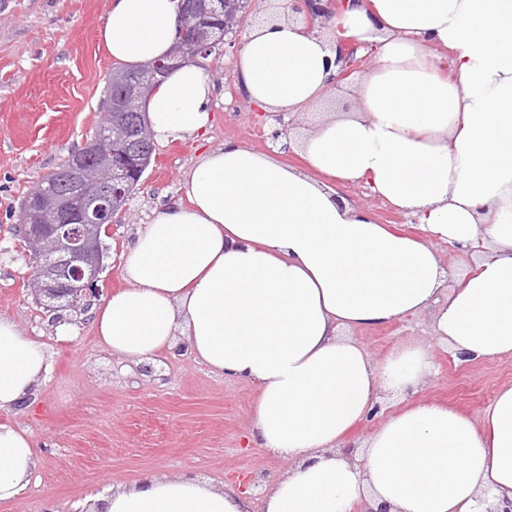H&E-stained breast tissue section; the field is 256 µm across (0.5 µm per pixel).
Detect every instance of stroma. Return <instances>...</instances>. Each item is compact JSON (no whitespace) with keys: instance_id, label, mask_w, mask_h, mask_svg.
Returning a JSON list of instances; mask_svg holds the SVG:
<instances>
[{"instance_id":"1","label":"stroma","mask_w":512,"mask_h":512,"mask_svg":"<svg viewBox=\"0 0 512 512\" xmlns=\"http://www.w3.org/2000/svg\"><path fill=\"white\" fill-rule=\"evenodd\" d=\"M111 0H0V317L45 343L51 371L35 394L10 414L27 430L40 461L22 497L0 512H82L84 500L115 491L145 474L210 478L215 483L267 473L287 460L248 442L255 385L212 373L185 352L152 361L151 372L112 353L96 339L93 310L125 283L120 263L138 225L158 206L182 197V180L197 159L232 141L295 168L298 150L277 148L274 117L252 105L232 76L234 48L208 58L215 85L212 119L203 133L158 145L156 158L130 201L131 216L107 239L108 256L85 312L55 314L24 287L30 271L10 226L34 183L56 169L98 125L113 61L98 32ZM344 196L393 231L420 236L416 218L399 213L364 185ZM69 337L58 338L59 323ZM358 342L376 359L402 343L430 346L434 371L415 398L481 419L498 389L512 384V358L466 362L443 346L430 313L360 327Z\"/></svg>"}]
</instances>
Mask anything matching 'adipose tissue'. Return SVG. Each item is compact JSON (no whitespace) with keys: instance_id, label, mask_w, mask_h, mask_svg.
Masks as SVG:
<instances>
[{"instance_id":"obj_1","label":"adipose tissue","mask_w":512,"mask_h":512,"mask_svg":"<svg viewBox=\"0 0 512 512\" xmlns=\"http://www.w3.org/2000/svg\"><path fill=\"white\" fill-rule=\"evenodd\" d=\"M179 0H114L101 40L138 66L169 54ZM374 48L355 109L303 138L298 169L232 142L186 173L183 198L139 225L125 288L96 311L113 353L140 363L185 344L211 372L256 384L250 439L292 463L263 512H483L512 507V385L481 421L423 401L377 420L381 392L404 395L433 369L430 349L373 359L348 334L434 309L435 332L468 361L512 357V0H347L306 30L288 0H265L233 76L248 100L297 113L336 86V42ZM202 68L173 71L146 103L157 142L210 121ZM361 183L418 219L413 238L340 195ZM472 264L452 279L439 244ZM51 370L46 346L0 318V413ZM374 428L360 462L341 447ZM32 438L0 423V502L26 491ZM87 512H253L249 494L154 477L89 496Z\"/></svg>"}]
</instances>
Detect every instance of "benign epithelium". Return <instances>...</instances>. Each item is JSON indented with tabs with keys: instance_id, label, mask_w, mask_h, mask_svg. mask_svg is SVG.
I'll return each mask as SVG.
<instances>
[{
	"instance_id": "7a95c632",
	"label": "benign epithelium",
	"mask_w": 512,
	"mask_h": 512,
	"mask_svg": "<svg viewBox=\"0 0 512 512\" xmlns=\"http://www.w3.org/2000/svg\"><path fill=\"white\" fill-rule=\"evenodd\" d=\"M312 29L325 24L344 0H289ZM224 9L223 0H183L179 52L150 63L144 70L116 76L122 95L104 107L97 135L68 157L65 168L36 184L15 225L20 248L29 258V276L37 304L49 311L83 310L96 292L107 246L122 219L131 187L151 164L154 133L145 107L146 89L180 66L208 57L217 41L203 22ZM358 45L338 42L337 81L351 78L371 57L357 56Z\"/></svg>"
}]
</instances>
